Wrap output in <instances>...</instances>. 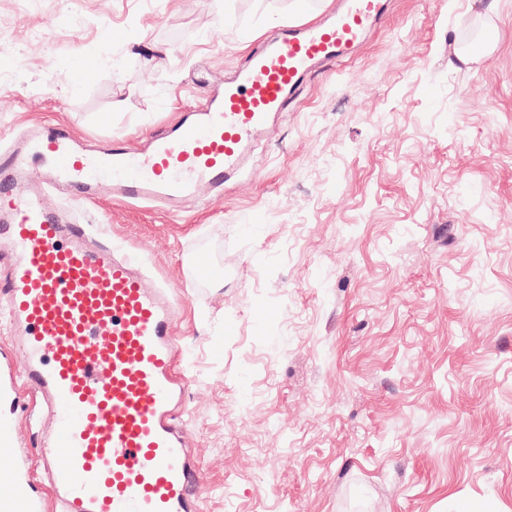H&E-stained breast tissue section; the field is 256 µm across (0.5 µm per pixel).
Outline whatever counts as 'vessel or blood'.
<instances>
[{
    "mask_svg": "<svg viewBox=\"0 0 512 512\" xmlns=\"http://www.w3.org/2000/svg\"><path fill=\"white\" fill-rule=\"evenodd\" d=\"M383 12L384 0H352L335 21L257 43L222 92L142 148H90L46 124L0 150V245L9 266L0 298L24 342V377L54 415L40 457L61 512L200 509L178 421L187 381L176 371L174 298L93 235L74 205L106 189L179 211L200 186L223 188L311 66L346 60ZM52 194L70 207H49ZM39 508L31 484L15 470L0 472V512Z\"/></svg>",
    "mask_w": 512,
    "mask_h": 512,
    "instance_id": "b4317fda",
    "label": "vessel or blood"
}]
</instances>
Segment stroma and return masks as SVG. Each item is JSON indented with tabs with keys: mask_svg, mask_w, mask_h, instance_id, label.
<instances>
[{
	"mask_svg": "<svg viewBox=\"0 0 512 512\" xmlns=\"http://www.w3.org/2000/svg\"><path fill=\"white\" fill-rule=\"evenodd\" d=\"M342 4L0 0V134L50 121L140 147L248 38ZM490 22L493 52L456 62ZM198 193L174 215L104 191L81 219L183 306L200 512H512V0H391ZM24 363L0 313V469L54 427L28 413Z\"/></svg>",
	"mask_w": 512,
	"mask_h": 512,
	"instance_id": "stroma-1",
	"label": "stroma"
}]
</instances>
